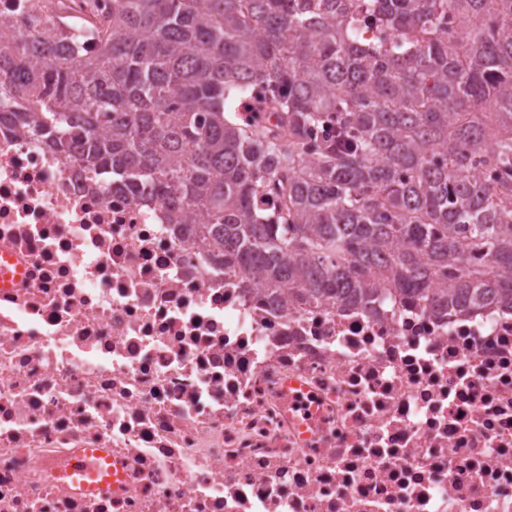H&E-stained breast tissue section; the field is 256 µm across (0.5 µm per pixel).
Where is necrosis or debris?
Listing matches in <instances>:
<instances>
[{
    "mask_svg": "<svg viewBox=\"0 0 512 512\" xmlns=\"http://www.w3.org/2000/svg\"><path fill=\"white\" fill-rule=\"evenodd\" d=\"M169 217L0 124V512H512V307L275 303Z\"/></svg>",
    "mask_w": 512,
    "mask_h": 512,
    "instance_id": "obj_1",
    "label": "necrosis or debris"
}]
</instances>
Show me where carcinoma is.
<instances>
[{"instance_id":"obj_1","label":"carcinoma","mask_w":512,"mask_h":512,"mask_svg":"<svg viewBox=\"0 0 512 512\" xmlns=\"http://www.w3.org/2000/svg\"><path fill=\"white\" fill-rule=\"evenodd\" d=\"M95 2L91 52L0 17L5 120L203 214L275 300L512 302V0H368L390 45L358 0ZM255 89L275 122L243 117Z\"/></svg>"}]
</instances>
